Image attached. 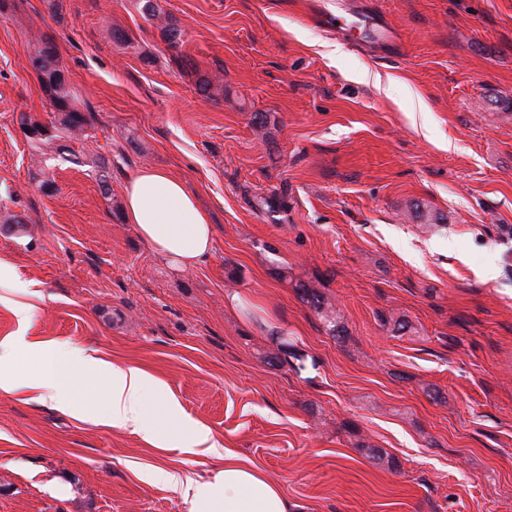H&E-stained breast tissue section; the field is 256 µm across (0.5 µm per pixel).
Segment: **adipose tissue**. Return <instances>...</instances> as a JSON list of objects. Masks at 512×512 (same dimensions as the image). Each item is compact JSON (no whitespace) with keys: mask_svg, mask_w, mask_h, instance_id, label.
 I'll use <instances>...</instances> for the list:
<instances>
[{"mask_svg":"<svg viewBox=\"0 0 512 512\" xmlns=\"http://www.w3.org/2000/svg\"><path fill=\"white\" fill-rule=\"evenodd\" d=\"M123 207L126 223L134 225L140 238L171 265L188 268L210 256L214 245L210 218L196 195L168 169L137 171L125 185ZM16 343L44 364L42 376L29 382V390L50 399L57 410L137 435L157 448H182L192 454L201 450L218 459L219 468L206 479L161 468L152 471L151 481L176 492L189 512H293L278 484L219 445L209 428L190 418L178 399L166 394L147 372L135 366L115 368L93 348L70 351L22 336ZM87 377L102 380L103 405L91 414L75 396L77 381ZM151 395L161 397L166 416L178 425L176 435H163L158 425L147 420L145 401Z\"/></svg>","mask_w":512,"mask_h":512,"instance_id":"ef3b65f1","label":"adipose tissue"}]
</instances>
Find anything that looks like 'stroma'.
I'll return each instance as SVG.
<instances>
[{"instance_id":"35a3bbf8","label":"stroma","mask_w":512,"mask_h":512,"mask_svg":"<svg viewBox=\"0 0 512 512\" xmlns=\"http://www.w3.org/2000/svg\"><path fill=\"white\" fill-rule=\"evenodd\" d=\"M158 3L150 18L142 0H63L60 23L45 0L0 9V260L18 274L0 343L143 368L295 512H512V0ZM366 10L398 46L315 19ZM45 37L89 136L21 129L52 118L29 62ZM145 166L208 211L197 266L125 223ZM299 282L335 304L341 335ZM214 465L0 392V512H188L149 473Z\"/></svg>"}]
</instances>
